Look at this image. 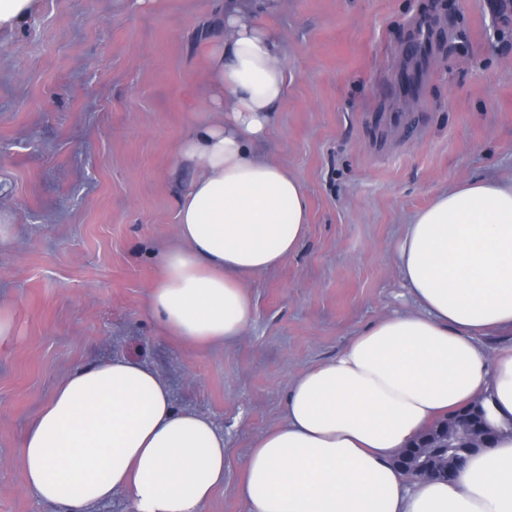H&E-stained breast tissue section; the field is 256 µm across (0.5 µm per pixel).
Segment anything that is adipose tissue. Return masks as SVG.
Masks as SVG:
<instances>
[{
	"mask_svg": "<svg viewBox=\"0 0 512 512\" xmlns=\"http://www.w3.org/2000/svg\"><path fill=\"white\" fill-rule=\"evenodd\" d=\"M208 57L209 118L177 147V245L160 257L147 310L192 345L237 342L252 319L242 277L277 268L303 240L308 200L259 148L287 94L281 42L248 0H228ZM415 311L388 315L295 377L285 421L255 438L239 496L247 512H512V183L442 189L396 246ZM484 399L499 432L450 481L410 482L394 456L439 417ZM29 489L51 512H92L125 492L131 512H201L224 483V434L176 409L146 364L71 370L28 425Z\"/></svg>",
	"mask_w": 512,
	"mask_h": 512,
	"instance_id": "adipose-tissue-1",
	"label": "adipose tissue"
}]
</instances>
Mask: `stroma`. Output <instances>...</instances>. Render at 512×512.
I'll list each match as a JSON object with an SVG mask.
<instances>
[{
  "instance_id": "1",
  "label": "stroma",
  "mask_w": 512,
  "mask_h": 512,
  "mask_svg": "<svg viewBox=\"0 0 512 512\" xmlns=\"http://www.w3.org/2000/svg\"><path fill=\"white\" fill-rule=\"evenodd\" d=\"M225 0H28L0 21V512L27 488L24 432L67 373L139 360L224 433L203 512H246L253 439L294 377L412 310L395 247L441 189L512 180V0H252L288 91L263 148L303 186L297 251L245 281L233 345L191 347L146 310L177 243L176 150L204 118Z\"/></svg>"
}]
</instances>
